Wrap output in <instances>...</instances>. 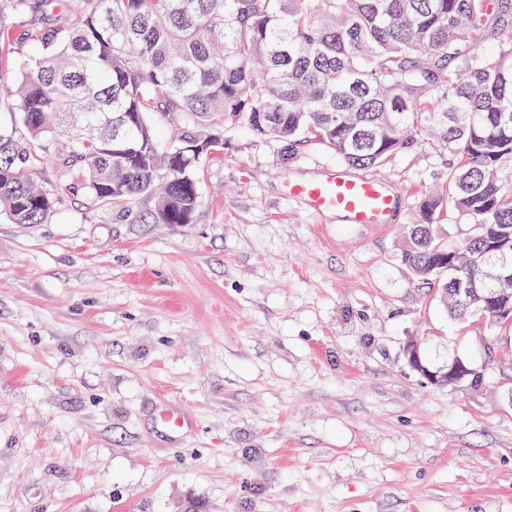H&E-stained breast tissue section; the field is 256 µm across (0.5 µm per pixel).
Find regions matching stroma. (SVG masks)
<instances>
[{"instance_id":"obj_1","label":"stroma","mask_w":512,"mask_h":512,"mask_svg":"<svg viewBox=\"0 0 512 512\" xmlns=\"http://www.w3.org/2000/svg\"><path fill=\"white\" fill-rule=\"evenodd\" d=\"M343 167L229 118L194 223L68 193L0 216V512H512V327L451 320L398 259L448 154L378 171L405 196L378 229L282 192ZM411 338L482 388L422 384ZM156 398L192 410L187 442L151 433Z\"/></svg>"}]
</instances>
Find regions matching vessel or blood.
<instances>
[{"label": "vessel or blood", "instance_id": "obj_1", "mask_svg": "<svg viewBox=\"0 0 512 512\" xmlns=\"http://www.w3.org/2000/svg\"><path fill=\"white\" fill-rule=\"evenodd\" d=\"M284 193L312 215L335 214L349 224L389 223L401 206L400 197L382 180L365 173L328 170L310 179L288 181ZM152 422L155 433L174 441L187 440L192 434L190 412L177 402H156Z\"/></svg>", "mask_w": 512, "mask_h": 512}]
</instances>
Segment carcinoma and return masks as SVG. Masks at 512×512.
I'll use <instances>...</instances> for the list:
<instances>
[{
  "label": "carcinoma",
  "instance_id": "obj_1",
  "mask_svg": "<svg viewBox=\"0 0 512 512\" xmlns=\"http://www.w3.org/2000/svg\"><path fill=\"white\" fill-rule=\"evenodd\" d=\"M58 17L23 33L0 25V53L41 46L0 82L24 133L0 129V215L43 224L63 201L124 209L134 221L191 224L197 173L224 147V119L294 151L314 142L351 168L388 163L415 138L457 156L424 196L400 261L455 319L497 323L478 294L512 304V0H39ZM25 17L31 0H0ZM494 37L497 52L483 51ZM180 130L159 139L155 120ZM52 161L58 185L34 170ZM469 224L451 242L445 210Z\"/></svg>",
  "mask_w": 512,
  "mask_h": 512
}]
</instances>
